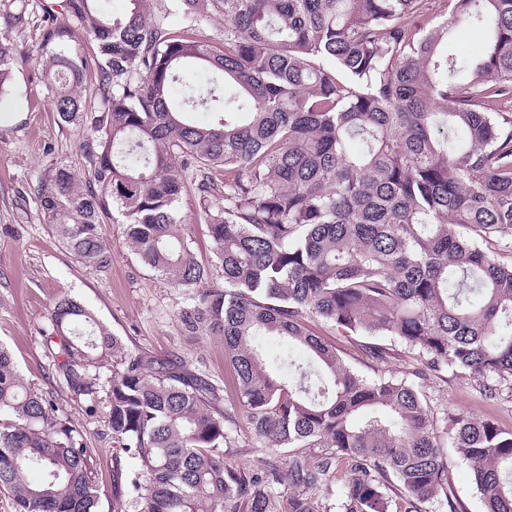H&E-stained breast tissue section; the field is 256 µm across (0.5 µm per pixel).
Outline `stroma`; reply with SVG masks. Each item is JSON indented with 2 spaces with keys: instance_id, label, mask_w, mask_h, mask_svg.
<instances>
[{
  "instance_id": "stroma-1",
  "label": "stroma",
  "mask_w": 512,
  "mask_h": 512,
  "mask_svg": "<svg viewBox=\"0 0 512 512\" xmlns=\"http://www.w3.org/2000/svg\"><path fill=\"white\" fill-rule=\"evenodd\" d=\"M79 141V131L52 112L33 62L19 59L11 90L0 97V346L12 354L21 376L51 396L60 413L81 427L100 489L99 512H113L118 447L103 418L86 416L42 340L55 303L77 299L130 348L162 358L180 356L217 383L226 378L224 346L215 336L184 333L178 312L186 302L185 290L142 264L125 239L124 218L117 209H108L103 217L111 261L101 270L82 264L46 223L34 189L44 171L55 166L84 174ZM186 182L178 213L189 226L192 250L206 263L212 242L199 213L194 175H187ZM425 390L450 411L490 417L512 428V397L488 402L453 378L430 380Z\"/></svg>"
}]
</instances>
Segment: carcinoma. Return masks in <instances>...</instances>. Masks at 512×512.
<instances>
[{
    "label": "carcinoma",
    "mask_w": 512,
    "mask_h": 512,
    "mask_svg": "<svg viewBox=\"0 0 512 512\" xmlns=\"http://www.w3.org/2000/svg\"><path fill=\"white\" fill-rule=\"evenodd\" d=\"M100 2L60 0L64 21L36 52L54 111L82 130L88 172H45L37 205L96 269L110 258L102 213L116 206L142 262L187 291L184 332L224 341L235 395L177 356L127 348L83 303L56 302L44 334L56 371L122 452L115 510L389 512L398 498L403 512H466L448 479L461 464L484 512H512V428L439 409L418 384L449 372L485 401L512 393V262L499 260L512 253V0H442L443 19L425 26L427 0H174L180 31L166 0H128L121 16ZM36 6L56 13L18 0L9 24ZM214 16L220 44L201 34ZM464 24L488 30L478 59L448 52ZM18 56L0 32V96ZM193 68L212 81L173 101ZM201 106L212 122L188 119ZM188 171L221 285L177 214ZM317 321L363 338L373 375ZM262 336L306 357L271 362ZM397 358L403 377L389 370ZM2 413L14 512H98L82 431L0 348ZM244 424L270 451L257 473L224 461ZM315 330L321 335L335 342L338 346H340L346 352V360L356 367L359 371L363 373L369 374V371L366 367L363 366L361 352L359 350V343L353 341H347L344 338L336 337L333 332L329 329L328 325L324 322H318L314 326Z\"/></svg>",
    "instance_id": "carcinoma-1"
}]
</instances>
